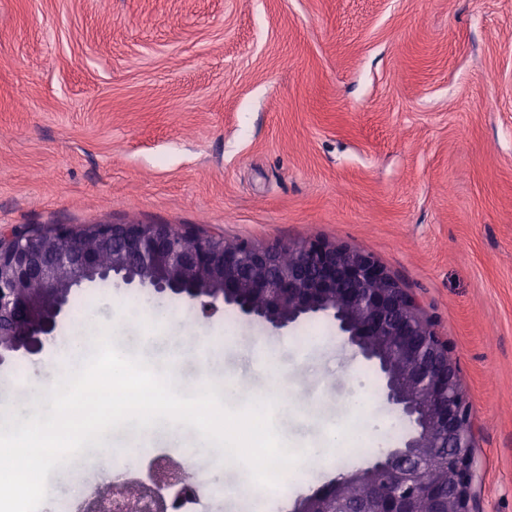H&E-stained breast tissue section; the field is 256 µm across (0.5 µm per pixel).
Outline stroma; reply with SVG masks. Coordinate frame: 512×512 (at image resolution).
<instances>
[{"mask_svg":"<svg viewBox=\"0 0 512 512\" xmlns=\"http://www.w3.org/2000/svg\"><path fill=\"white\" fill-rule=\"evenodd\" d=\"M192 226L257 243L322 237L371 252L438 323L475 429L473 512H512V0H0V233L49 224ZM115 347L170 364L183 393H263L271 352L291 452L336 428L383 442L393 410L323 319L276 329L168 295L81 291L46 353L0 366V411L26 372L84 350V315ZM365 400L366 410L353 411ZM192 482L224 471L208 512H253L219 448L169 447ZM144 449H81L67 497ZM300 463L276 512L339 471Z\"/></svg>","mask_w":512,"mask_h":512,"instance_id":"35a3bbf8","label":"stroma"}]
</instances>
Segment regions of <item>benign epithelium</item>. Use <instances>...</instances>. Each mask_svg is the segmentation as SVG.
Segmentation results:
<instances>
[{"mask_svg": "<svg viewBox=\"0 0 512 512\" xmlns=\"http://www.w3.org/2000/svg\"><path fill=\"white\" fill-rule=\"evenodd\" d=\"M102 252L112 257L106 267ZM101 279L177 297L205 316L232 308L278 329L328 318L372 367L407 434L298 498L293 512H425L426 501L431 512H472L474 430L457 360L419 300L372 253L319 237L261 245L139 222L15 230L0 236V364L41 354L73 297ZM153 476L158 487L195 490L167 462ZM355 484L368 495H351ZM122 494L128 512L175 506L137 482ZM110 509L112 486L89 495L87 512Z\"/></svg>", "mask_w": 512, "mask_h": 512, "instance_id": "benign-epithelium-1", "label": "benign epithelium"}]
</instances>
